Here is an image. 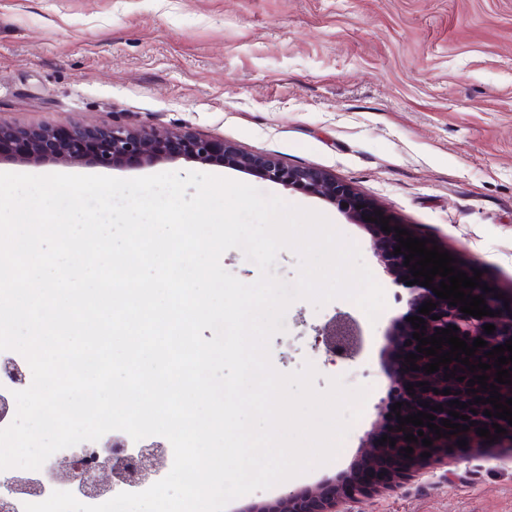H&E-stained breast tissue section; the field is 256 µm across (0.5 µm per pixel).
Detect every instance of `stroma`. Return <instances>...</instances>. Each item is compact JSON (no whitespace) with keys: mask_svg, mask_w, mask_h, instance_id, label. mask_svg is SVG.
<instances>
[{"mask_svg":"<svg viewBox=\"0 0 512 512\" xmlns=\"http://www.w3.org/2000/svg\"><path fill=\"white\" fill-rule=\"evenodd\" d=\"M73 124L189 131L322 170L512 298V0H0V125ZM168 171L317 211L358 246L385 293L377 320L344 298L295 300L270 359L283 374L313 364L320 391L335 377L368 387L365 410L332 461L238 502L350 472L387 394L385 333L407 311L361 225L332 201L179 155L112 167L0 160V172L33 175ZM339 311L370 346L331 362L315 329ZM352 512H512V451L427 467Z\"/></svg>","mask_w":512,"mask_h":512,"instance_id":"obj_1","label":"stroma"}]
</instances>
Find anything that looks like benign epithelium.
<instances>
[{
	"instance_id": "1",
	"label": "benign epithelium",
	"mask_w": 512,
	"mask_h": 512,
	"mask_svg": "<svg viewBox=\"0 0 512 512\" xmlns=\"http://www.w3.org/2000/svg\"><path fill=\"white\" fill-rule=\"evenodd\" d=\"M5 147L11 149V160L18 163L51 161L72 164L92 157L101 165L113 166L133 160L161 161L177 152L189 160L203 164L218 163L253 170L266 180L287 189L303 190L335 202L350 219L364 226L370 233L374 254L384 271L392 276L394 284L407 287L408 310L404 316L393 320L387 332L391 348L382 355V368L388 381V392L386 399L382 400L379 420L362 438L367 453L350 474L336 484L323 483L314 488L290 489L272 502L246 504L240 508V512H351L350 504L372 492L392 487L396 479L432 460L446 463L450 458L465 457L467 452L460 449L457 441L468 438L470 432H460L439 439L425 425L419 427L409 423L401 427L397 420L399 415L406 417L423 411L436 416L434 424L438 426L443 419L469 425V421L448 414L452 400L457 399L468 404V408H459L457 412L469 416L470 421L475 422V427H485L494 436L496 430L492 428V424L497 423L506 429L502 438H512V426L508 421L484 415V410H494L492 404L472 403L477 395L489 398L490 392L481 391L478 384L472 387L467 385V381L475 374H485L489 376L488 383H495L496 368L486 371L479 369L473 373L458 371L456 377L446 380V369L442 365L439 366V371L427 374L423 370L409 369V364L405 362V357L417 352L418 346V341L413 339L416 329L407 318L419 315L425 320L426 337L435 334L437 329H446L452 324L458 327L456 336L466 343H473L477 337L488 342L487 346L478 348L469 361L474 365L480 361L492 365L494 359L484 356V353L512 339V303L506 307L497 302L491 292L486 293L479 287L472 291L467 289L465 293L483 297L492 311H501L497 316L477 319L460 312L459 307L449 305L448 300L438 298L427 287L419 284L406 286L402 277L407 276L411 281L414 277L404 265L407 251L394 254L395 247L399 245L396 232L383 231L380 222L376 221L377 215L373 206L345 182L318 169L287 166L269 156L244 154L221 140L188 131L161 133L147 128H100L77 124L63 129H14L0 125V150ZM367 216L374 218V221L365 220ZM428 301L436 303V308L428 315L419 314L422 305ZM434 315L439 316V319H432ZM485 324L495 325L494 333L484 332ZM318 337L327 352L333 356L344 357L361 345L357 325L349 315L341 312L328 320ZM461 376L464 381H457ZM420 382L429 383V390L419 387ZM410 383L415 385L411 393L407 392ZM446 388L451 390V394L434 393L436 389L442 391ZM470 388L477 390L478 394L468 392ZM397 402L402 403L398 413L392 410ZM426 402L429 403L427 407L424 406ZM437 404L442 405L444 411L432 410ZM474 409L477 410L475 414L472 413ZM420 430L424 432L422 437L418 435ZM409 432L418 436V442L409 443L404 440ZM384 436L396 439L395 446L392 447L387 442L380 443ZM425 436L433 440L432 446L422 445L421 440ZM407 446L413 448L409 459L404 457L403 451ZM423 452L430 453V456L421 457ZM169 462L168 452L164 448H117L115 439L106 434L90 446L68 448L62 453L50 456L45 462V469L53 483L70 485L78 479L79 495L99 496L110 495L117 489L143 486L164 472ZM28 485L29 482L17 471L0 474L1 497L16 495Z\"/></svg>"
}]
</instances>
